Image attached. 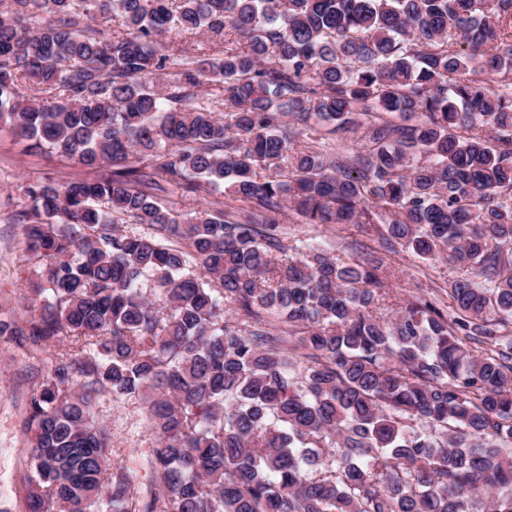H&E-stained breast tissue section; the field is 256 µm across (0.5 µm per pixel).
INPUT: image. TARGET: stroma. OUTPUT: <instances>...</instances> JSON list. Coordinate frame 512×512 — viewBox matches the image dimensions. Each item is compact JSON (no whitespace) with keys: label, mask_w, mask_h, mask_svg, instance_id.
Instances as JSON below:
<instances>
[{"label":"stroma","mask_w":512,"mask_h":512,"mask_svg":"<svg viewBox=\"0 0 512 512\" xmlns=\"http://www.w3.org/2000/svg\"><path fill=\"white\" fill-rule=\"evenodd\" d=\"M88 174L75 161L29 149L26 141L0 129V319L23 320L31 304L33 267L23 227L15 220L27 205L25 187L33 182L60 185ZM282 230L289 239L346 258L358 259L379 248L374 232L359 224H307L290 213ZM387 263V286L403 299L442 296L451 274L447 262L425 263L405 252L389 255ZM67 348L64 341L53 347L20 346L12 337L0 338V512H26L33 476L27 404ZM94 411L110 433L112 464L125 467L133 495L145 497L152 476L153 432L143 400L106 394Z\"/></svg>","instance_id":"1"}]
</instances>
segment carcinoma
<instances>
[{"mask_svg":"<svg viewBox=\"0 0 512 512\" xmlns=\"http://www.w3.org/2000/svg\"><path fill=\"white\" fill-rule=\"evenodd\" d=\"M8 2L0 124L113 166L25 189L43 305L0 336L70 342L28 512H512V0ZM356 114L358 164L304 140ZM162 182L220 197L184 219ZM287 208L448 259V302L387 305L384 259L289 242ZM103 394L148 404L144 503Z\"/></svg>","mask_w":512,"mask_h":512,"instance_id":"1","label":"carcinoma"}]
</instances>
